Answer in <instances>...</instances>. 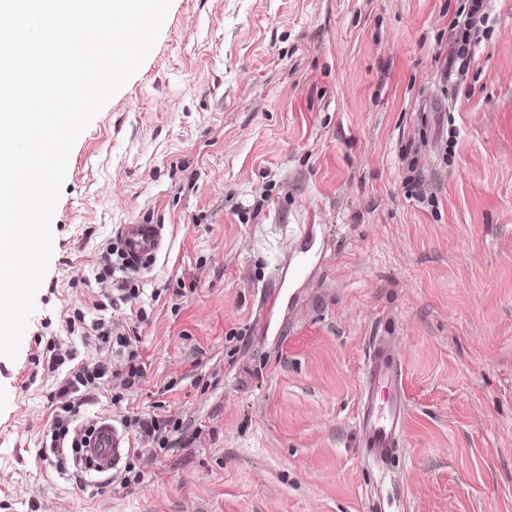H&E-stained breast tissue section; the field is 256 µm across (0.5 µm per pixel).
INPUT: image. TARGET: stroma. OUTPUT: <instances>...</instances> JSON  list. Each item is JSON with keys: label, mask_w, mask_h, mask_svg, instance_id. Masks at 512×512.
I'll return each mask as SVG.
<instances>
[{"label": "stroma", "mask_w": 512, "mask_h": 512, "mask_svg": "<svg viewBox=\"0 0 512 512\" xmlns=\"http://www.w3.org/2000/svg\"><path fill=\"white\" fill-rule=\"evenodd\" d=\"M466 2L172 0L70 152L36 311L0 356L8 512H512V0H487L454 82ZM124 224L169 241L139 281L161 295L137 330L147 375L81 418L180 423L176 443L141 445L126 489L39 456L62 378L32 363L40 338L112 360L63 319L96 318ZM304 224L319 261L278 288ZM379 336L407 404L385 471L354 435Z\"/></svg>", "instance_id": "stroma-1"}]
</instances>
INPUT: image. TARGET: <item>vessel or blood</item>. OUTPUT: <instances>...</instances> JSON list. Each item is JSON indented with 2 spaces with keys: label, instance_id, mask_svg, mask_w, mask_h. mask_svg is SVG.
Segmentation results:
<instances>
[{
  "label": "vessel or blood",
  "instance_id": "vessel-or-blood-1",
  "mask_svg": "<svg viewBox=\"0 0 512 512\" xmlns=\"http://www.w3.org/2000/svg\"><path fill=\"white\" fill-rule=\"evenodd\" d=\"M120 239L131 268L154 262L168 248L163 225L125 224ZM406 415L401 373L391 340L379 339L369 355L355 417V433L362 452L380 469L397 456ZM130 448L125 431L112 420L97 421L85 447L94 473L114 470Z\"/></svg>",
  "mask_w": 512,
  "mask_h": 512
}]
</instances>
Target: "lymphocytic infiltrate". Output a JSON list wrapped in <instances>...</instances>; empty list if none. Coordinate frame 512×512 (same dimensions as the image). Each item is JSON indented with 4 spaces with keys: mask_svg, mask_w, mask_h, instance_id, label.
Instances as JSON below:
<instances>
[{
    "mask_svg": "<svg viewBox=\"0 0 512 512\" xmlns=\"http://www.w3.org/2000/svg\"><path fill=\"white\" fill-rule=\"evenodd\" d=\"M121 250L118 246H108L100 257L101 269L96 273L97 284H108L109 289L103 294L104 300L98 303L99 318L87 319L84 312L76 310L65 318L67 333H75L76 329L89 327L98 343L115 346L116 353L121 358L120 368H112L110 363L98 361L92 364H76V352L62 348L56 342H47L44 348L45 360L50 371H58L66 362H73L74 368L60 388V402L51 412L50 424L43 436L39 448L41 457L56 454L64 443L75 442L76 424L80 419V408L85 400L81 398V390L98 388L101 381L111 378L118 381L122 389L128 390L142 382L146 372L145 364L137 350L132 347L129 329L117 322L103 318L102 313L110 308L133 305L137 321L148 318L144 307L138 306L137 300L141 295L134 288L131 276L124 273V262L120 260Z\"/></svg>",
    "mask_w": 512,
    "mask_h": 512,
    "instance_id": "1",
    "label": "lymphocytic infiltrate"
}]
</instances>
